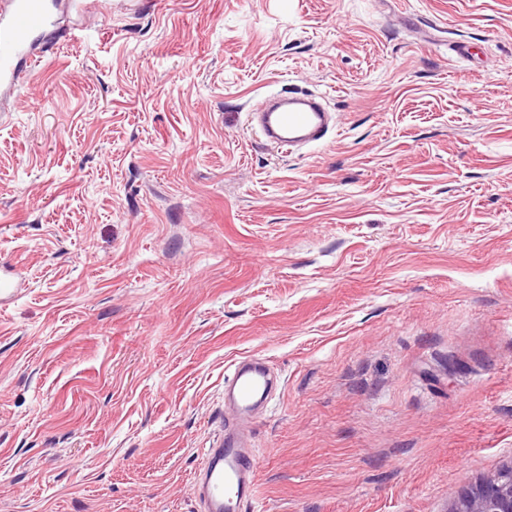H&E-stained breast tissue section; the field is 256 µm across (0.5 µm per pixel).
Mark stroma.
Returning a JSON list of instances; mask_svg holds the SVG:
<instances>
[{"instance_id":"1","label":"stroma","mask_w":512,"mask_h":512,"mask_svg":"<svg viewBox=\"0 0 512 512\" xmlns=\"http://www.w3.org/2000/svg\"><path fill=\"white\" fill-rule=\"evenodd\" d=\"M105 2L0 100V512H200L245 357L255 512H449L512 463V0ZM277 99L262 112H254L252 122L268 141L286 151L318 141L332 121L329 113L305 101L307 95L301 91L278 95ZM287 101L288 107H283ZM232 375L225 385L224 397L229 398L239 410L251 411L255 399H267L271 389L269 379L270 369L262 363L251 362L249 359L237 361L233 364Z\"/></svg>"}]
</instances>
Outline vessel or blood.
I'll use <instances>...</instances> for the list:
<instances>
[{
    "label": "vessel or blood",
    "instance_id": "vessel-or-blood-1",
    "mask_svg": "<svg viewBox=\"0 0 512 512\" xmlns=\"http://www.w3.org/2000/svg\"><path fill=\"white\" fill-rule=\"evenodd\" d=\"M52 24L44 0H0V89L14 91L22 72L20 59L31 53L34 31ZM260 133L285 150L318 141L332 117L308 102L303 92L292 91L278 102L253 113ZM270 369L248 359L235 362L224 395L236 406L216 442L204 453L193 494L201 512H245L256 492V456L246 434L242 413L251 411L256 398H268Z\"/></svg>",
    "mask_w": 512,
    "mask_h": 512
}]
</instances>
